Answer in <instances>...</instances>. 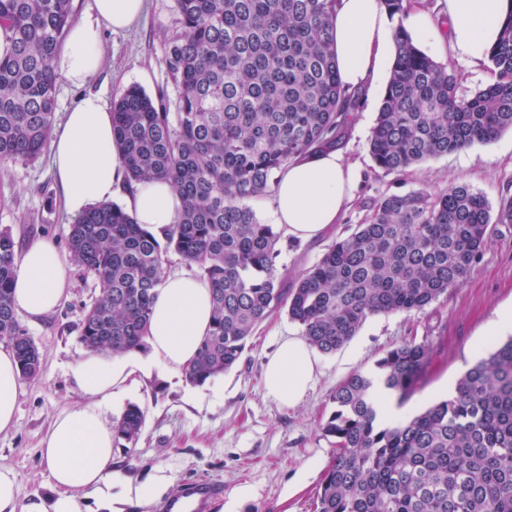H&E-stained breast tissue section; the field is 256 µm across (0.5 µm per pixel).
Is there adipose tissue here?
I'll use <instances>...</instances> for the list:
<instances>
[{
	"instance_id": "ef3b65f1",
	"label": "adipose tissue",
	"mask_w": 512,
	"mask_h": 512,
	"mask_svg": "<svg viewBox=\"0 0 512 512\" xmlns=\"http://www.w3.org/2000/svg\"><path fill=\"white\" fill-rule=\"evenodd\" d=\"M508 0H439L450 21L449 49L482 61L504 22ZM145 0H93L89 19L68 29L51 60L54 71L73 85H85L103 66L104 30H124L143 15ZM333 41L341 84L371 91L386 75L393 51V30L381 0H336ZM54 173L65 207L78 215L123 196L126 209L146 228L160 231L176 223L182 201L164 178L123 189L124 161L112 133V112L89 92L67 112L51 135ZM360 168L341 149H322L288 163L278 174L273 199L275 221L285 235L302 241L325 236L355 199ZM70 268L52 242L37 240L18 257L13 307L30 321L54 312L69 294ZM212 322V287L207 280L165 274L147 327V357L130 352L104 362L78 361L73 375L81 402L59 414L41 441L49 468L48 495L21 501L14 470L0 467V512H92L79 491L100 493L112 477L116 438L107 418L135 371L158 367L184 374L196 357ZM321 369L315 348L303 338H282L265 363L267 397L285 406L300 404ZM20 372L12 351L0 346V433L15 425Z\"/></svg>"
}]
</instances>
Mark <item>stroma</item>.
<instances>
[{"label":"stroma","instance_id":"35a3bbf8","mask_svg":"<svg viewBox=\"0 0 512 512\" xmlns=\"http://www.w3.org/2000/svg\"><path fill=\"white\" fill-rule=\"evenodd\" d=\"M180 30L175 0H147V11L131 30L104 31L103 68L77 87L58 79L55 119L63 121L85 92L113 102L131 85L151 97L175 105L177 88L168 72L166 44ZM420 47L461 77L460 91L471 94L488 84L487 62L477 64L441 51L424 41ZM380 93L362 100L342 142L348 157L362 167L357 199L325 237L303 242L282 238L286 281L313 266L336 238L352 234L371 214L374 199L392 193L429 191L449 181L483 193L491 205L492 242L461 286L415 315H377L335 353L324 355V368L300 404L288 407L267 398L263 368L278 337L296 336L300 328L286 312L263 322L247 342L240 363L201 386L170 378L159 370L135 372L125 399L114 402L113 418L136 404L145 424L136 444L117 441L112 454V493L117 512H159L158 503L143 505L126 487L155 484L169 497L188 481L222 483L224 497L211 512H314L315 494L334 453L333 440L322 426L334 409L331 394L349 374L375 372L384 351L413 339L429 342L438 355L416 392L404 404L412 416L433 401L447 397L458 378L486 356L492 342L488 331L496 312L512 303V222L500 218L512 202V131L495 141L427 160L404 175L375 168L368 138L379 109ZM74 215L58 194L49 154L32 162H0V230L10 229L17 244L46 238L67 250ZM100 288L93 276L70 272V294L53 314L26 329L39 349L40 374L20 382L16 425L0 433V466L15 471L21 500L49 492V469L40 455V441L54 418L80 399L73 365L87 351L79 336L86 308Z\"/></svg>","mask_w":512,"mask_h":512}]
</instances>
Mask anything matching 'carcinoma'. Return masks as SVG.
I'll use <instances>...</instances> for the list:
<instances>
[{
	"label": "carcinoma",
	"mask_w": 512,
	"mask_h": 512,
	"mask_svg": "<svg viewBox=\"0 0 512 512\" xmlns=\"http://www.w3.org/2000/svg\"><path fill=\"white\" fill-rule=\"evenodd\" d=\"M72 0H0L11 52L0 58V162L44 151L55 119L51 59L70 26ZM335 0H175L181 33L167 43L179 88L163 98L126 88L112 106L126 183L170 180L178 222L158 238L132 214L98 204L71 225L72 262L101 291L80 342L115 356L145 348L169 250L212 284L213 323L187 382L236 367L248 339L287 311L307 343L330 354L372 316L424 311L459 287L491 242L490 204L466 184L389 194L369 220L333 242L290 288L277 260L281 232L251 202L276 192L293 159L336 145L361 94L338 78L331 23ZM395 53L369 137L375 166L400 175L430 158L488 144L512 130V6L487 55L493 82L459 93L457 72L420 49L403 26L404 0H383ZM18 246L0 230V342L24 379L40 373L38 347L18 320L11 290ZM434 346L408 340L376 361L382 382L406 400L427 374ZM372 378L352 373L332 394L323 424L336 453L316 512H512V339L495 345L452 395L403 421L378 417ZM144 411L129 406L117 439L135 443Z\"/></svg>",
	"instance_id": "1"
}]
</instances>
